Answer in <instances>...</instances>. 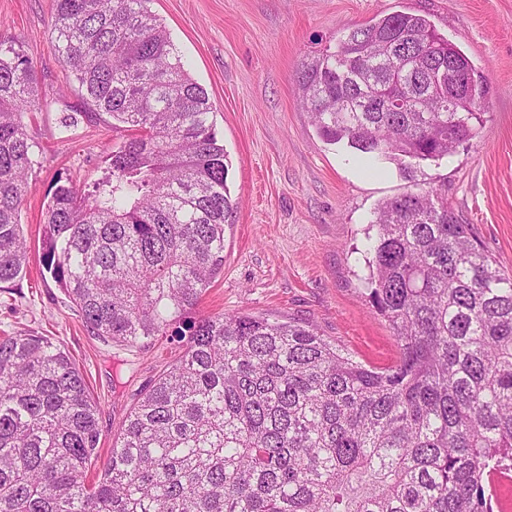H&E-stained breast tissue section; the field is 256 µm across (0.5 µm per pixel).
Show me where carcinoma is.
Here are the masks:
<instances>
[{"mask_svg": "<svg viewBox=\"0 0 512 512\" xmlns=\"http://www.w3.org/2000/svg\"><path fill=\"white\" fill-rule=\"evenodd\" d=\"M150 2L54 0L84 117L124 135L98 179L55 182L43 261L100 341L181 351L89 483L98 406L81 370L47 336L0 338V512H494V475L512 472V276L448 188L417 187L373 224L369 297L395 364L370 369L298 322L194 315L224 269L231 163ZM454 47L423 15L375 18L302 61L301 103L327 143L413 173L483 122L487 81ZM440 61L462 89L425 75ZM39 106L35 65L0 34V284L27 260L23 115Z\"/></svg>", "mask_w": 512, "mask_h": 512, "instance_id": "carcinoma-1", "label": "carcinoma"}]
</instances>
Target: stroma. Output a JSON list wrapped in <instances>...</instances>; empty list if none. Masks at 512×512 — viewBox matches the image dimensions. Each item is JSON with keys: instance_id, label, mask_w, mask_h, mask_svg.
Wrapping results in <instances>:
<instances>
[{"instance_id": "35a3bbf8", "label": "stroma", "mask_w": 512, "mask_h": 512, "mask_svg": "<svg viewBox=\"0 0 512 512\" xmlns=\"http://www.w3.org/2000/svg\"><path fill=\"white\" fill-rule=\"evenodd\" d=\"M151 8L207 90L231 162L236 205L224 233V271L201 312L307 323L356 361L391 366L397 342L365 290L374 245L367 229L378 205L414 181L447 184L449 206L512 275V0H152ZM52 11L53 0H0V33L32 60L40 98L24 118L37 160L21 212L28 263L0 288V336H47L76 361L100 409L96 476L140 393L179 348L164 339L128 348L89 335L43 267L48 191L60 177L99 178L104 148L121 137L83 117L62 126L84 105L54 50ZM396 12L426 16L485 75L490 93L470 143L412 174L379 158L373 176L346 143L320 138L300 101L297 69L348 27Z\"/></svg>"}]
</instances>
